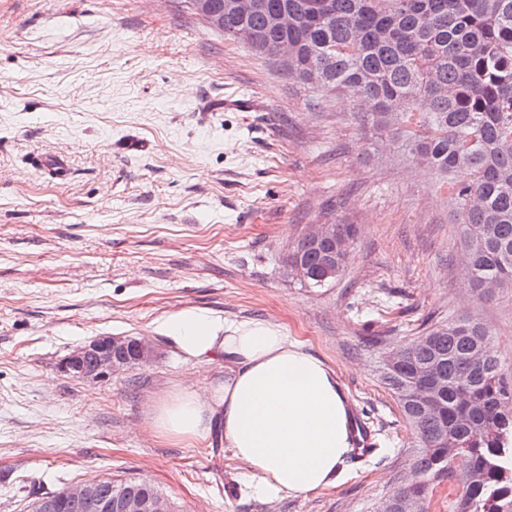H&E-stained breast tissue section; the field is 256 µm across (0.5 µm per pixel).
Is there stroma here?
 Wrapping results in <instances>:
<instances>
[{"label": "stroma", "mask_w": 512, "mask_h": 512, "mask_svg": "<svg viewBox=\"0 0 512 512\" xmlns=\"http://www.w3.org/2000/svg\"><path fill=\"white\" fill-rule=\"evenodd\" d=\"M353 224L342 274L288 278L307 225ZM453 206L350 99L288 77L183 0H0V512L70 483L150 479L177 512H380L415 441L385 351L471 315L512 375V293L485 301ZM184 308L280 324L336 373L377 451L335 486L257 495L218 438L156 436L148 405L223 387L161 335ZM99 336L152 360L106 380L64 360Z\"/></svg>", "instance_id": "stroma-1"}]
</instances>
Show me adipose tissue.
I'll list each match as a JSON object with an SVG mask.
<instances>
[{
	"mask_svg": "<svg viewBox=\"0 0 512 512\" xmlns=\"http://www.w3.org/2000/svg\"><path fill=\"white\" fill-rule=\"evenodd\" d=\"M161 331L187 361L224 357L228 375L223 389L182 388L152 403L149 420L160 437L179 442L219 432L267 497L307 495L335 484L352 448L350 410L324 361L265 319L227 320L187 308Z\"/></svg>",
	"mask_w": 512,
	"mask_h": 512,
	"instance_id": "ef3b65f1",
	"label": "adipose tissue"
}]
</instances>
